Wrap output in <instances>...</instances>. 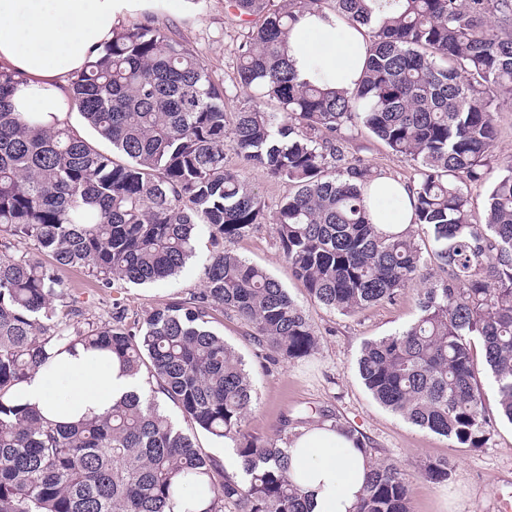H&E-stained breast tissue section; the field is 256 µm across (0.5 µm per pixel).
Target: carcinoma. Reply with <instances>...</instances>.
<instances>
[{
    "instance_id": "1",
    "label": "carcinoma",
    "mask_w": 512,
    "mask_h": 512,
    "mask_svg": "<svg viewBox=\"0 0 512 512\" xmlns=\"http://www.w3.org/2000/svg\"><path fill=\"white\" fill-rule=\"evenodd\" d=\"M333 2L371 37L349 92L298 82L284 53L288 31L324 0H228L248 29L234 85L247 103L233 113L203 58L152 19L116 28L70 78L68 106L94 140L12 111L19 80L0 66V231L37 241L104 288L176 275L202 230L214 247L188 300L131 327L118 307L111 322L73 333L79 310L54 271L0 255V512H307L288 432L248 433L252 380L210 326L213 313L234 314L275 361L317 350L319 337L281 284L221 247L269 221L310 298L333 312L353 315L421 285L418 319L365 343L358 359L380 405L451 448L482 447L491 417L477 342L498 414L512 422V165L491 186L484 223L470 222L463 190L484 177L495 112L512 103V0ZM352 128L416 163V224L429 228L428 248L370 222L362 193L370 170L345 154ZM230 153L292 187L273 212L230 168ZM431 266L447 276L428 282ZM78 344L146 372L150 392L73 424L13 401L17 385ZM163 400L191 431L174 424ZM197 430L229 441L244 476L203 453ZM425 476L447 480L448 462L429 464ZM193 486L208 490L202 509L185 498ZM410 495L402 466L376 458L353 512H410Z\"/></svg>"
}]
</instances>
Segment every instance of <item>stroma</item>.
<instances>
[{
  "mask_svg": "<svg viewBox=\"0 0 512 512\" xmlns=\"http://www.w3.org/2000/svg\"><path fill=\"white\" fill-rule=\"evenodd\" d=\"M146 16L198 53L216 82L233 88L244 30L230 13L227 0H196L189 6L183 0H167L164 7L146 15L128 16L125 22L130 25ZM496 120L498 140L487 178L465 187L475 224L484 221L491 180L512 161V105L502 106ZM346 146L349 156L360 159L373 174H387L406 183L417 178L413 161L392 154L371 134L351 133ZM225 248L265 268L278 280L305 311L320 338L313 355L288 363L274 362L264 349L246 341L247 328L236 316L227 314L213 322V330L243 356L257 389L255 405L246 420L250 433L266 438L283 428L294 434L315 423L338 421L356 429L378 457L401 464L411 488V512H512V423L495 414L496 387L487 371H480L479 380L494 417L489 438L480 448L449 447L445 438L404 421L376 403L357 375V358L366 341L390 335L417 319L416 289L404 291L392 302L342 316L310 299L283 258L271 225H260L250 236L226 243ZM212 249L207 234H199L198 260L179 276L144 285L122 282L108 289L99 287L83 268L57 266L34 241L15 243L10 253L34 258L54 269L83 318L102 324L110 321L117 305L135 319L189 297L201 286L200 261ZM439 460L447 461L449 475L446 481L434 482L424 476L423 469Z\"/></svg>",
  "mask_w": 512,
  "mask_h": 512,
  "instance_id": "obj_1",
  "label": "stroma"
}]
</instances>
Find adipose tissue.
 I'll list each match as a JSON object with an SVG mask.
<instances>
[{
  "label": "adipose tissue",
  "mask_w": 512,
  "mask_h": 512,
  "mask_svg": "<svg viewBox=\"0 0 512 512\" xmlns=\"http://www.w3.org/2000/svg\"><path fill=\"white\" fill-rule=\"evenodd\" d=\"M162 0H0V65L21 75L12 96L15 111L43 122L64 121L65 89L112 40L125 16L160 7ZM299 81L320 80L349 90L361 79L369 49L368 29L330 14H304L287 38ZM373 223L393 234L414 220L413 190L390 175L364 186ZM138 377L124 373L111 356L75 347L56 353L50 364L16 386L15 399L37 406L47 417L70 421L99 415L124 395L139 390ZM291 464L308 496L309 512H351L371 459L339 429L313 424L293 436Z\"/></svg>",
  "instance_id": "1"
}]
</instances>
